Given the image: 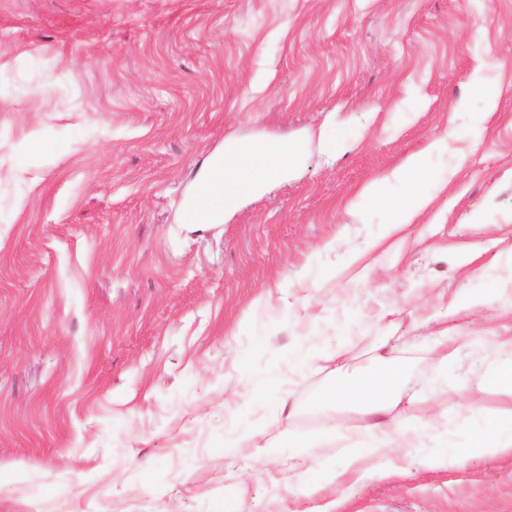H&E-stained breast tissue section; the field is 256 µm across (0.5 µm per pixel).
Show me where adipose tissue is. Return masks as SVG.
I'll return each instance as SVG.
<instances>
[{
  "label": "adipose tissue",
  "instance_id": "1",
  "mask_svg": "<svg viewBox=\"0 0 512 512\" xmlns=\"http://www.w3.org/2000/svg\"><path fill=\"white\" fill-rule=\"evenodd\" d=\"M302 158L301 146L286 143H228L221 153L211 157L200 171L182 213L185 224H221L238 206L264 194L275 183L288 179L290 169ZM424 168L420 156L413 155L390 178L370 184L360 194L362 201L389 206L392 229L400 230L413 224L428 205L430 196L422 187ZM403 184L405 196L401 202L389 200L390 181ZM337 385L323 395L326 406L345 401L356 412L350 431L354 444L342 450L336 465L322 473L305 470L301 479L303 493L317 494L326 484L342 485L354 476L368 471L396 469L394 451L415 447L418 430L437 422L436 412H419L418 401L401 386L396 371H379L365 379H350L344 365L334 370ZM512 456V414L491 419L488 432L474 435L463 453L435 451L423 460L425 468L445 469L466 459H499Z\"/></svg>",
  "mask_w": 512,
  "mask_h": 512
}]
</instances>
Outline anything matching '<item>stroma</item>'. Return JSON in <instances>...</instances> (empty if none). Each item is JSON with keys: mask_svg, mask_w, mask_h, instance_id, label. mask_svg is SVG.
Masks as SVG:
<instances>
[{"mask_svg": "<svg viewBox=\"0 0 512 512\" xmlns=\"http://www.w3.org/2000/svg\"><path fill=\"white\" fill-rule=\"evenodd\" d=\"M268 141L307 148L287 182L180 223L210 156ZM413 154L445 185L391 234L358 194ZM460 333L426 410L511 412L512 0H0V512H512V460L426 470L428 430L315 497L338 448L278 439L325 425L300 349L368 373L390 342L418 395ZM436 347L434 387L448 383V362L452 361L459 349V344L469 342V336H440ZM499 352H508L510 358L502 364L497 373L496 385L505 394L512 395V336H504L497 342Z\"/></svg>", "mask_w": 512, "mask_h": 512, "instance_id": "1", "label": "stroma"}]
</instances>
